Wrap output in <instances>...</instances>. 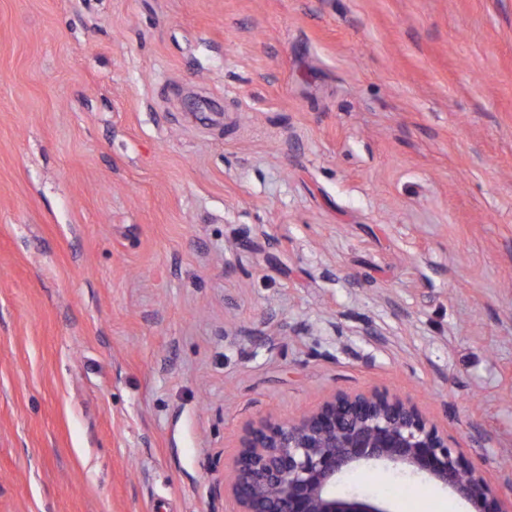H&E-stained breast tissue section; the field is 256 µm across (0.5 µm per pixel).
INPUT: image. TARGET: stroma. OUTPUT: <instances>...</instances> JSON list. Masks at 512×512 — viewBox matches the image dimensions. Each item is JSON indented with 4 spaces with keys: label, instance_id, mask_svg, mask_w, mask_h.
<instances>
[{
    "label": "stroma",
    "instance_id": "1",
    "mask_svg": "<svg viewBox=\"0 0 512 512\" xmlns=\"http://www.w3.org/2000/svg\"><path fill=\"white\" fill-rule=\"evenodd\" d=\"M370 391L512 479V0H0V512H226Z\"/></svg>",
    "mask_w": 512,
    "mask_h": 512
}]
</instances>
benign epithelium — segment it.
Masks as SVG:
<instances>
[{
  "label": "benign epithelium",
  "mask_w": 512,
  "mask_h": 512,
  "mask_svg": "<svg viewBox=\"0 0 512 512\" xmlns=\"http://www.w3.org/2000/svg\"><path fill=\"white\" fill-rule=\"evenodd\" d=\"M372 464L423 474L472 512H512L511 481L492 487L413 404L377 392L334 394L295 419L251 427L224 474V499L232 512H390L376 496L336 492L346 471Z\"/></svg>",
  "instance_id": "7a95c632"
}]
</instances>
